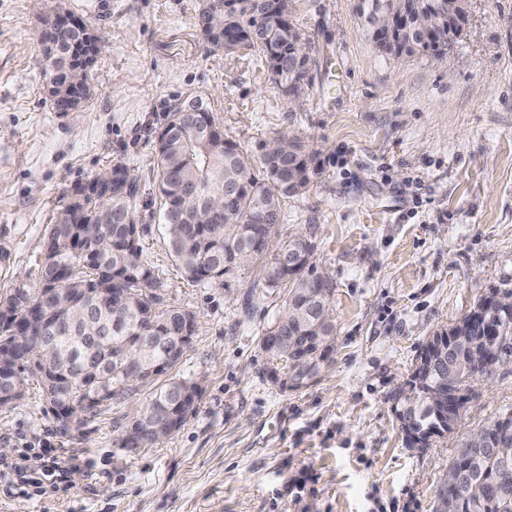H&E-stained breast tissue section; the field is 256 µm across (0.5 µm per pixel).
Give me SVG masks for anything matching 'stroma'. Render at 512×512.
I'll return each mask as SVG.
<instances>
[{
  "label": "stroma",
  "mask_w": 512,
  "mask_h": 512,
  "mask_svg": "<svg viewBox=\"0 0 512 512\" xmlns=\"http://www.w3.org/2000/svg\"><path fill=\"white\" fill-rule=\"evenodd\" d=\"M309 80L285 95L258 56L209 49L203 0H0V295L37 287L46 229L64 190L114 160L149 183L167 112L191 101L251 153L280 132L320 152L307 194L284 222L315 246L335 287L334 362L308 389L265 376L258 346L283 308L250 315L253 277L186 280L142 193L136 219L173 305L198 331L171 377L201 381L194 414L166 441L122 448L153 391L145 384L62 428L38 388L0 408V448L56 449L79 462L68 488L0 479V512H433L457 448L512 407V360L478 378L457 430L406 447L395 396L421 346L493 289H512V0H468L442 61L384 55L358 0H292ZM81 18L103 50L77 114L44 90V14Z\"/></svg>",
  "instance_id": "stroma-1"
}]
</instances>
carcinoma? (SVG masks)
<instances>
[{
  "instance_id": "1",
  "label": "carcinoma",
  "mask_w": 512,
  "mask_h": 512,
  "mask_svg": "<svg viewBox=\"0 0 512 512\" xmlns=\"http://www.w3.org/2000/svg\"><path fill=\"white\" fill-rule=\"evenodd\" d=\"M224 30L208 26L200 16L197 26L212 46L235 52L248 48L257 52L268 66L276 84L290 96L292 84L305 85L308 78L307 56L296 44L303 39L293 14L285 11L281 0H211ZM448 28V17L402 38L399 55L415 56L444 46L441 29ZM87 32L75 28L42 41L47 62L46 90L56 111L71 106L59 97L57 87L65 70L80 61ZM277 139L286 148L272 150L262 145V153L253 158L239 143L224 135V126L208 111L197 112L193 123L179 112L168 114L156 143V197L163 210L171 255L185 276L195 285L224 284V277L250 265H260L261 277L249 286L246 306L267 300L273 294H286L284 309L268 322L258 344L269 359V372L288 375V389L301 390L314 382L311 367L332 362L336 324L331 308L333 284L317 272L313 263L314 245L300 234L284 233L283 205L290 197L307 192L318 175V152L296 134H280ZM192 182L198 188L194 200L182 196V187ZM226 190L220 214L204 218V201L215 191ZM140 191L139 179L126 163H112V197L83 194L75 185L63 196L54 223L48 225L39 281L60 279L74 289L94 323H116L109 336L110 346L94 353L88 374H81L84 357V323L65 325L55 315L51 324L60 327L52 343L41 346L39 359L17 352L14 375L7 383L18 388L15 401L25 395L26 381L35 380L52 413L69 405L76 411L95 412L112 399L135 390L140 381L126 369L125 359L142 353L147 366L159 374L168 368L156 343L171 344L180 335L183 317L193 312L172 305L167 299L165 281L159 269L147 257L141 238H132L137 225L134 206ZM81 211L85 224L76 228L73 216ZM120 281L112 284L119 292L106 300L88 294L84 288L105 272ZM13 294L25 297L47 315L53 300L43 297L42 288L30 292L17 288ZM496 319L512 331V315L494 316L487 296L450 327L464 337L460 345L448 349L444 361L415 370L417 388L409 399L396 406L397 420L412 426L429 438L448 431L449 416L433 401L432 390L440 372L463 363L473 349L500 348L487 335V322ZM288 331V347H297L301 365L294 369L285 352L270 343V337ZM101 388L100 401L83 405L86 387ZM192 390L200 394L196 380L179 379L161 384L141 406L123 438L124 447L135 450L155 445L154 435L166 421L181 427L196 405H184L182 395ZM512 435V409L498 414L490 423L471 435L464 447L471 449L467 464L459 456L448 463L444 475L456 492L448 497L446 512H512V481L508 490H493L503 481L502 471L489 451L490 441L504 431Z\"/></svg>"
}]
</instances>
